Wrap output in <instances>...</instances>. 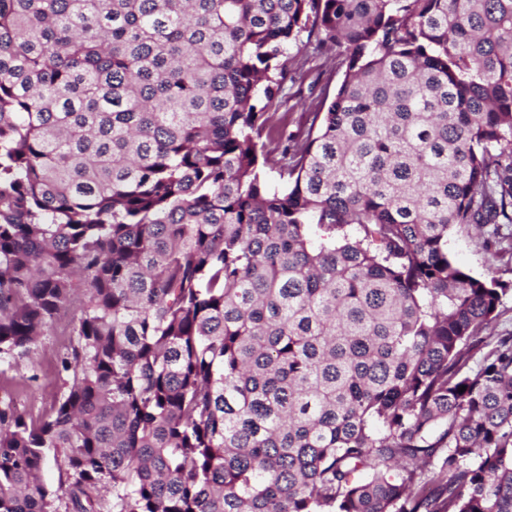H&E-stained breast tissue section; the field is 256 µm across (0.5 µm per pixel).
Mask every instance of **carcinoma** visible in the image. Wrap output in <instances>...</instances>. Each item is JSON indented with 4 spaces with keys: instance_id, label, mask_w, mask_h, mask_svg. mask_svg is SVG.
<instances>
[{
    "instance_id": "cac0c4a2",
    "label": "carcinoma",
    "mask_w": 512,
    "mask_h": 512,
    "mask_svg": "<svg viewBox=\"0 0 512 512\" xmlns=\"http://www.w3.org/2000/svg\"><path fill=\"white\" fill-rule=\"evenodd\" d=\"M470 226L512 240V0H0V359L82 302L0 512H512ZM313 35L302 47L285 83L288 95L274 107L276 119L285 136L299 134L310 124V112L318 101L328 94L329 99L343 78L342 71L331 70L326 65L324 50L317 48Z\"/></svg>"
}]
</instances>
